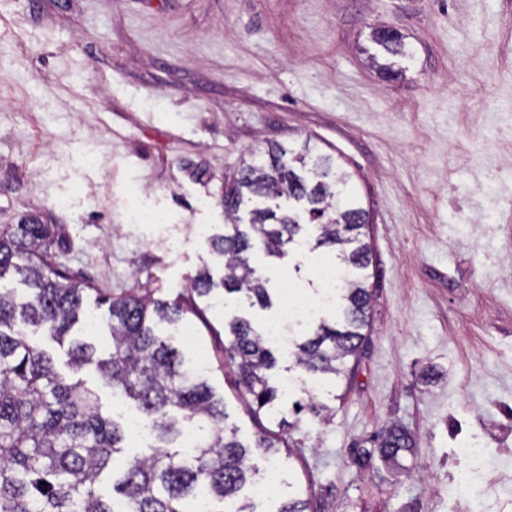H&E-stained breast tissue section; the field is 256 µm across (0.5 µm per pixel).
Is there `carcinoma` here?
<instances>
[{
    "instance_id": "carcinoma-1",
    "label": "carcinoma",
    "mask_w": 512,
    "mask_h": 512,
    "mask_svg": "<svg viewBox=\"0 0 512 512\" xmlns=\"http://www.w3.org/2000/svg\"><path fill=\"white\" fill-rule=\"evenodd\" d=\"M376 42L393 56H405L402 36L392 28L376 32ZM294 203L252 208L248 223L238 213L255 197ZM224 233L210 238L211 251L223 261L224 276L214 280L204 269L190 280L200 298L216 291L237 294L263 308L271 305L267 280L252 265L254 251L285 257L305 243L309 252L329 248V265L343 273L336 288V315L321 319L305 337L292 340L288 356L306 374L347 373L345 359L359 351L369 326L372 298V251L364 241L367 212L350 185V175L329 155H310L271 144L243 163L238 175L224 182ZM54 234L34 218L0 228V279L11 271L24 292L0 287V512H187L200 485L208 488L211 512H256L241 496L248 484L262 479L250 457L278 452L277 434L264 426L255 439L242 443L236 430L224 426V400L199 375L185 367L171 343L168 328L183 321V304L151 296L106 295L111 346L107 353L75 337L85 318L88 285L51 260ZM58 345L68 344L63 376L52 357L32 344L38 332ZM226 347L236 366L239 388L250 397L256 419L279 426L278 388L268 372L277 366L273 345L242 318L225 325ZM95 370L112 395L135 406L155 439L148 455L122 458L126 425L103 411L96 392L75 374ZM198 435L191 451L180 450L184 430ZM412 451L409 433L397 426L384 430L376 448L362 450L353 463L370 464L377 456L397 463ZM112 476V497L99 485ZM277 512H312L300 495Z\"/></svg>"
}]
</instances>
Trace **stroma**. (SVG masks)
<instances>
[{
  "label": "stroma",
  "mask_w": 512,
  "mask_h": 512,
  "mask_svg": "<svg viewBox=\"0 0 512 512\" xmlns=\"http://www.w3.org/2000/svg\"><path fill=\"white\" fill-rule=\"evenodd\" d=\"M382 27L406 56L373 41ZM271 143L352 173L374 288L347 379L293 389L332 415L280 430L259 512L293 488L313 512H512V0H0V225H54L95 317L101 293L186 302L200 269L221 277L206 237L224 231V181ZM253 261L270 308L201 299L175 338L244 441L257 422L225 324L322 290L296 257ZM393 424L412 454L353 464ZM472 443L491 491L449 497Z\"/></svg>",
  "instance_id": "obj_1"
}]
</instances>
